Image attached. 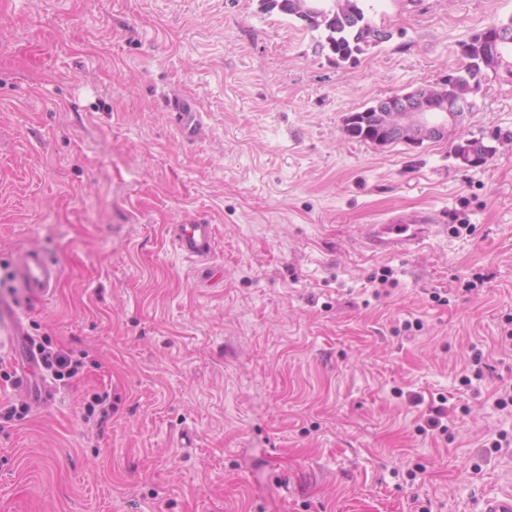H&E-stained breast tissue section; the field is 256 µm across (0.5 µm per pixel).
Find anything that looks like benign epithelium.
Instances as JSON below:
<instances>
[{
    "label": "benign epithelium",
    "instance_id": "1",
    "mask_svg": "<svg viewBox=\"0 0 512 512\" xmlns=\"http://www.w3.org/2000/svg\"><path fill=\"white\" fill-rule=\"evenodd\" d=\"M512 43V28L496 25L487 31L484 53L500 55L499 46ZM474 99L444 94V88L418 87L382 100L375 109L353 113L346 123L371 121L379 133L374 144L384 146L396 142L420 145L448 135L449 128L468 112Z\"/></svg>",
    "mask_w": 512,
    "mask_h": 512
}]
</instances>
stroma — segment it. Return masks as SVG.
Returning <instances> with one entry per match:
<instances>
[{
    "instance_id": "35a3bbf8",
    "label": "stroma",
    "mask_w": 512,
    "mask_h": 512,
    "mask_svg": "<svg viewBox=\"0 0 512 512\" xmlns=\"http://www.w3.org/2000/svg\"><path fill=\"white\" fill-rule=\"evenodd\" d=\"M364 5L391 37L337 63L258 0H0V304L24 330L0 321V358L24 370L32 337L81 362L32 395L0 379L28 407L0 431V512H476L512 492V75L486 69L443 139L344 133L454 73L512 0ZM472 138L495 152L464 168ZM414 210L423 243L367 249ZM175 224L214 225L222 282ZM32 246L61 269L42 300L13 274ZM175 112L181 136L186 141H195L201 134L202 120L195 105L186 99L175 98L170 103Z\"/></svg>"
}]
</instances>
